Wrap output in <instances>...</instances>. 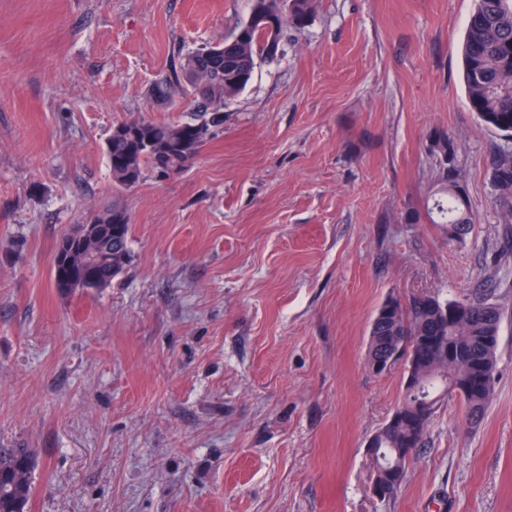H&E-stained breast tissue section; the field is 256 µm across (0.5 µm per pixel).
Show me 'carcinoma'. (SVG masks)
Segmentation results:
<instances>
[{
	"label": "carcinoma",
	"instance_id": "obj_1",
	"mask_svg": "<svg viewBox=\"0 0 512 512\" xmlns=\"http://www.w3.org/2000/svg\"><path fill=\"white\" fill-rule=\"evenodd\" d=\"M281 0H253L250 19L232 40L234 49L220 51L222 43L205 44L185 54L179 72L157 84L154 96L173 101L176 89L190 91L192 112L183 120L157 122L130 117L112 126L104 152L112 182L133 188L146 169L165 175L187 167L212 129L224 125V104L237 97L252 78L258 59L270 57L266 32L284 25L306 26L313 0H292L288 19L279 13ZM461 79L470 108L488 128L512 139V0H475L466 23L461 51ZM446 200L434 204L436 224L448 225V238L463 236L472 218L465 207L464 188L457 168L442 166ZM494 203L503 221L512 224V152H502L491 171ZM86 235L66 232L59 239L52 268L53 285L70 292L94 276L105 288L132 262L131 219L114 207L92 213ZM468 307L460 319L445 318L443 308ZM502 321L500 307L487 298H414L402 309L382 305L369 331L368 355L397 356L410 381L402 398L375 439L380 465L400 454L398 470L378 475L384 484L382 499L391 498L403 484L408 462L422 447L431 414L418 412L422 401H439L459 381L487 377V384L461 401L463 420L477 424L490 405L495 388L496 353ZM39 465L33 448H0V512H27L32 477Z\"/></svg>",
	"mask_w": 512,
	"mask_h": 512
}]
</instances>
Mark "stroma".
<instances>
[{
  "mask_svg": "<svg viewBox=\"0 0 512 512\" xmlns=\"http://www.w3.org/2000/svg\"><path fill=\"white\" fill-rule=\"evenodd\" d=\"M252 0H0V446L40 454L29 512H512V232L492 162L512 143L460 80L474 0H317L224 106L193 162L125 190L112 125L176 121L151 92ZM456 147L473 222L428 211ZM124 208L130 266L59 292L57 240ZM487 290L502 309L482 422L430 418L395 496L371 438L403 364L372 372L388 299Z\"/></svg>",
  "mask_w": 512,
  "mask_h": 512,
  "instance_id": "stroma-1",
  "label": "stroma"
}]
</instances>
